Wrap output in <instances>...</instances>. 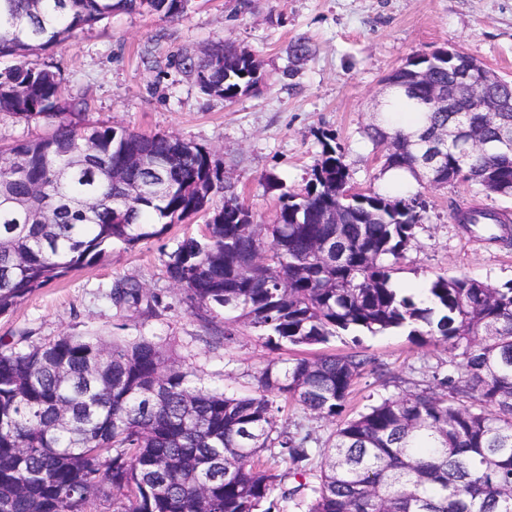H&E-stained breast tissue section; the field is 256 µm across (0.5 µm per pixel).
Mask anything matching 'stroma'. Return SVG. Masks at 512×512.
Wrapping results in <instances>:
<instances>
[{
    "mask_svg": "<svg viewBox=\"0 0 512 512\" xmlns=\"http://www.w3.org/2000/svg\"><path fill=\"white\" fill-rule=\"evenodd\" d=\"M299 38L309 54L293 68L288 46ZM219 40L255 52L269 76L266 87L230 105L204 94L183 61ZM437 47L458 49L512 80V0H252L247 9L240 0H192L173 21L114 14L38 61L60 68L64 93L85 95L90 120L169 132L208 149L260 224L272 222L278 204L265 178L302 191L320 155L319 134L334 133L356 188L424 195L426 209L396 283L465 272L497 287L511 284L512 245L491 241L484 226L458 224L455 211L478 205L512 212V198L462 183L426 188L413 175L392 182L382 148L367 136L377 103L390 96L386 77L411 55ZM203 225L199 217L135 248L113 246L54 280L0 314V343L24 348L65 333L120 342L143 336L184 360L199 385L229 394L250 392L269 362L356 349L382 372L360 379L354 410L430 385L436 367L447 363L443 347L417 344L403 329L282 350L250 333L221 341L223 318L197 315L166 273L179 243ZM124 280L155 296L153 312L113 304L112 287Z\"/></svg>",
    "mask_w": 512,
    "mask_h": 512,
    "instance_id": "obj_1",
    "label": "stroma"
}]
</instances>
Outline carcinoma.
Wrapping results in <instances>:
<instances>
[{"instance_id": "cac0c4a2", "label": "carcinoma", "mask_w": 512, "mask_h": 512, "mask_svg": "<svg viewBox=\"0 0 512 512\" xmlns=\"http://www.w3.org/2000/svg\"><path fill=\"white\" fill-rule=\"evenodd\" d=\"M191 0H0V113L49 126L46 136L0 147V313L100 258L106 248L164 236L210 211L203 240L170 256L168 278L198 307L224 312L222 338L249 331L276 347L325 344L342 331L409 329L448 350L434 386L386 398L356 414L358 381L380 370L361 351L269 363L247 396L197 385L194 373L153 341L122 343L64 334L27 350L0 347V512H512V285L466 274L437 276L420 301L395 287L425 210L417 193L350 194L334 134L300 193L277 181L271 224L250 222L235 184L212 154L173 133L91 123L87 103L61 91L58 69L28 61L116 13L174 20ZM429 66L446 87L443 59L411 56L386 78L401 86ZM205 94L232 103L256 86L252 65L226 42L185 64ZM512 101V82L487 87ZM429 89H399L368 128L396 151L386 169L429 187L469 183L512 196V153L463 158L450 145L438 168L422 167L408 137L457 129L491 144L512 125L483 112H439ZM222 205L212 210L213 196ZM333 208L338 223L323 224ZM469 224H506L481 207ZM112 300L149 310L156 299L119 282ZM333 425L327 445L281 425L280 403ZM291 487H286V482Z\"/></svg>"}]
</instances>
